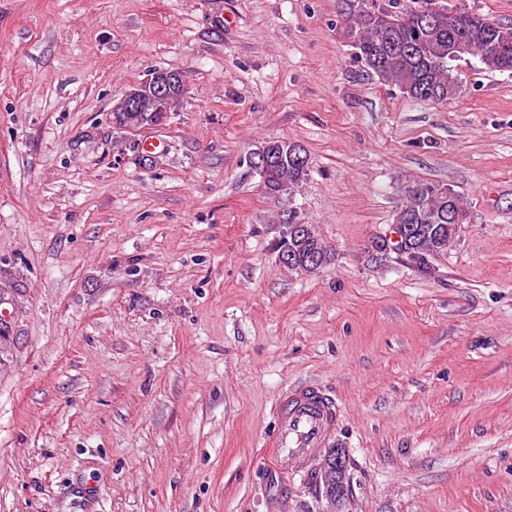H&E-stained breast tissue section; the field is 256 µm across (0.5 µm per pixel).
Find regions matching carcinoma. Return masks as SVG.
Listing matches in <instances>:
<instances>
[{
  "mask_svg": "<svg viewBox=\"0 0 512 512\" xmlns=\"http://www.w3.org/2000/svg\"><path fill=\"white\" fill-rule=\"evenodd\" d=\"M428 0H342L341 19L348 42L356 56L385 85L397 87L407 97L420 102L452 99L460 85L450 63L476 56L484 69L512 71V25L483 18L465 8L438 6L428 24L423 16ZM310 162H286L271 172V180L291 191L307 179ZM453 197L458 221L468 223L467 203L448 186L418 183L407 187L396 221L415 224L422 232L407 240L406 252L414 260L396 257L423 276H432L434 261L448 251V243L458 233L456 226L434 230L436 211Z\"/></svg>",
  "mask_w": 512,
  "mask_h": 512,
  "instance_id": "carcinoma-1",
  "label": "carcinoma"
}]
</instances>
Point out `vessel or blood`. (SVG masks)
<instances>
[{"label": "vessel or blood", "mask_w": 512, "mask_h": 512, "mask_svg": "<svg viewBox=\"0 0 512 512\" xmlns=\"http://www.w3.org/2000/svg\"><path fill=\"white\" fill-rule=\"evenodd\" d=\"M338 418L334 401L317 386L306 385L286 397L277 430L269 442L280 467H301L323 446Z\"/></svg>", "instance_id": "obj_1"}]
</instances>
